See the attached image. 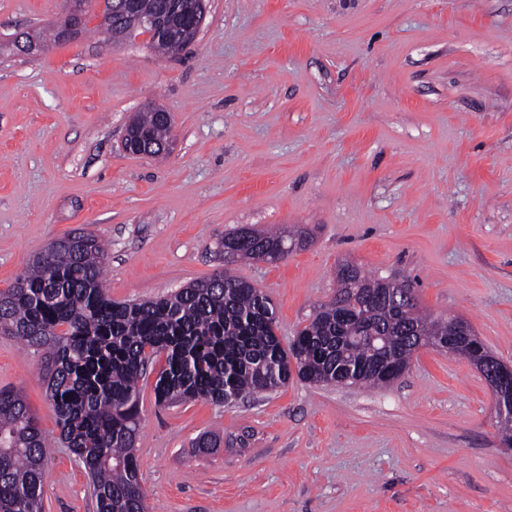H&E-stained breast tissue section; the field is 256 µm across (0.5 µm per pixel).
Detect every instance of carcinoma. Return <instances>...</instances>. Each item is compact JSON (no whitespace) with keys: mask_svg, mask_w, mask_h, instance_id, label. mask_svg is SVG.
Masks as SVG:
<instances>
[{"mask_svg":"<svg viewBox=\"0 0 512 512\" xmlns=\"http://www.w3.org/2000/svg\"><path fill=\"white\" fill-rule=\"evenodd\" d=\"M133 154L159 156L171 122L147 110L133 119ZM283 236L236 230L221 246L230 259L265 260ZM108 252L78 231L35 251L28 271L0 291V330L44 352L42 378L60 428V440L81 460L97 512H146L135 455L140 426L137 383L146 350L165 355L154 387L156 403L193 400L223 404L262 394L296 377L327 384L338 366H350L359 384L386 381L368 365L367 343L354 340L366 324L402 351L412 325L428 343L456 335V318H408L379 297L398 284L354 267L337 278L336 297L319 305L300 329L298 349L275 338L269 299L224 271L153 301L115 302L103 280ZM48 440L20 390H0V512H43Z\"/></svg>","mask_w":512,"mask_h":512,"instance_id":"1","label":"carcinoma"}]
</instances>
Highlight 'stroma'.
<instances>
[{
    "label": "stroma",
    "instance_id": "1",
    "mask_svg": "<svg viewBox=\"0 0 512 512\" xmlns=\"http://www.w3.org/2000/svg\"><path fill=\"white\" fill-rule=\"evenodd\" d=\"M62 9L0 0V41ZM150 103L172 118L162 159L122 146ZM243 226L305 243L226 263ZM79 229L109 244L115 301L226 268L287 343L349 262L411 283L420 312L464 318L512 365V0H207L175 58L98 29L0 51V290ZM38 363L0 333V389H22L49 440L44 512H96ZM156 376L138 382L148 512H512L491 390L446 352L419 349L381 389L293 379L224 405H157ZM203 433L217 448H195Z\"/></svg>",
    "mask_w": 512,
    "mask_h": 512
}]
</instances>
